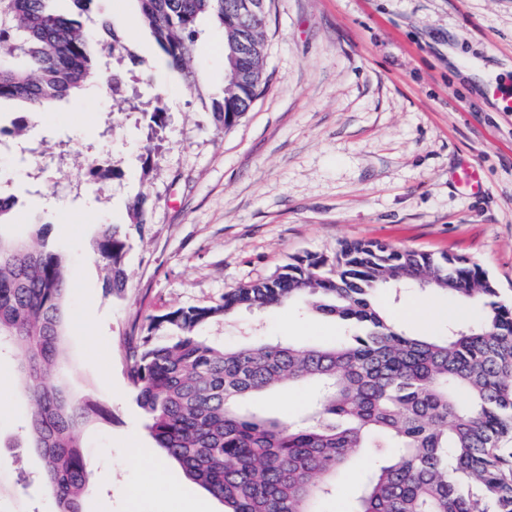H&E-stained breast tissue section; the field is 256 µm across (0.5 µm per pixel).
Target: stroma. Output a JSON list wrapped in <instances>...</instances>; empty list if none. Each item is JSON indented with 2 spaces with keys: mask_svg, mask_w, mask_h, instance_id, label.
<instances>
[{
  "mask_svg": "<svg viewBox=\"0 0 512 512\" xmlns=\"http://www.w3.org/2000/svg\"><path fill=\"white\" fill-rule=\"evenodd\" d=\"M84 20L120 33L127 54L112 65L123 92L92 86L35 116L0 115L23 126L0 136V194L16 199L11 235L46 225L68 256L57 376L109 411L81 430L94 472L112 474L111 484L89 483V512H129L132 492L143 512H224L161 451L163 479L131 459L153 441L127 379L125 338L150 315L217 304L291 256H329L353 240L470 258L512 302V112L487 94L512 82V0H268L264 90L226 130L208 110L224 84L222 29L201 37L192 89L140 26L134 0H93ZM158 103L159 128L146 118ZM95 159L110 160L109 177L89 176ZM465 163L479 168L481 192L455 185ZM139 195L147 221L133 224L127 207ZM107 224L128 244L119 298L105 291L98 253ZM410 302L420 310L402 327L424 336L477 315L428 290L390 309ZM210 333L234 345L248 336L331 341L344 330L292 303L240 312ZM308 397L283 385L248 405L294 419ZM29 409L15 359H0V512H57L40 490L41 456L13 445Z\"/></svg>",
  "mask_w": 512,
  "mask_h": 512,
  "instance_id": "stroma-1",
  "label": "stroma"
}]
</instances>
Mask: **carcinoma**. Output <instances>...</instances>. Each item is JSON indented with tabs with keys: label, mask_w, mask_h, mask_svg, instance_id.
I'll return each mask as SVG.
<instances>
[{
	"label": "carcinoma",
	"mask_w": 512,
	"mask_h": 512,
	"mask_svg": "<svg viewBox=\"0 0 512 512\" xmlns=\"http://www.w3.org/2000/svg\"><path fill=\"white\" fill-rule=\"evenodd\" d=\"M0 0V104L30 113L99 83L124 47L101 40L83 21L94 0ZM140 24L191 87L198 40L224 31V86L211 101L215 121L236 125L263 84L261 24L234 15V0H136ZM14 206L0 198V351L19 360L32 403L24 439L42 456L43 488L58 512H86L92 479L81 429L106 411L76 398L55 378L69 297L66 256L35 231L33 263L11 257ZM132 224L147 221L146 200L128 204ZM126 237L104 229L99 255L108 293L127 286ZM432 289L480 302V317L450 322L439 337L412 335L380 307L383 292ZM297 302L345 326L334 344L247 337L226 346L209 334L244 310ZM127 378L150 436L184 475L224 504V512H319L352 456L374 449L350 512H512V303L482 267L462 256H432L372 241L345 242L330 259L295 255L271 278L224 293L212 306L177 307L147 318L127 342ZM288 381L310 388L296 421L256 415L247 399Z\"/></svg>",
	"instance_id": "obj_1"
}]
</instances>
